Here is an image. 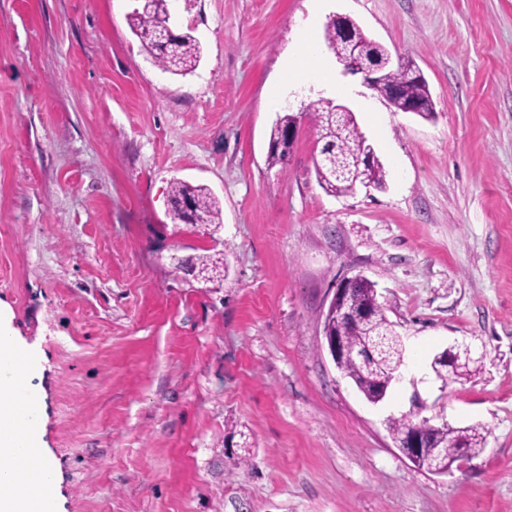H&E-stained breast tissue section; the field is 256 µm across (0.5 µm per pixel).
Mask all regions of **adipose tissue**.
I'll return each instance as SVG.
<instances>
[{"label": "adipose tissue", "mask_w": 512, "mask_h": 512, "mask_svg": "<svg viewBox=\"0 0 512 512\" xmlns=\"http://www.w3.org/2000/svg\"><path fill=\"white\" fill-rule=\"evenodd\" d=\"M325 0H310L299 51L285 67L301 79L320 77V50L310 32L324 9ZM22 359L25 375H33L37 360L30 347L19 340L7 311L0 310V512H54L56 472L43 447L40 419L42 404L28 398L24 409L28 422L20 424L5 401L14 393L15 359Z\"/></svg>", "instance_id": "obj_1"}]
</instances>
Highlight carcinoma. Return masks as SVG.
Here are the masks:
<instances>
[{"instance_id":"carcinoma-1","label":"carcinoma","mask_w":512,"mask_h":512,"mask_svg":"<svg viewBox=\"0 0 512 512\" xmlns=\"http://www.w3.org/2000/svg\"><path fill=\"white\" fill-rule=\"evenodd\" d=\"M129 26L143 49L166 72L186 75L193 71L201 59L202 49L198 40L188 31L178 33V38L167 43L159 39L164 25L170 23L168 0H143L128 16ZM365 54L384 65L382 81L373 86L382 97L398 110L410 102L416 104L417 115L430 119L434 104L426 79L405 62L394 68L391 54L380 44L360 35ZM320 128L322 147L315 160V170L322 188L334 196L346 195L363 183L384 184L385 172L378 157L367 158L369 145L351 112H340L337 104L320 100L314 108ZM297 117L292 113L281 116L272 128L267 162L273 167L285 165L293 146L285 132L296 126ZM169 205L174 218L191 224H214L220 220V208L215 197L203 185L175 181L170 186ZM340 287L350 290L349 303L353 315L336 320L325 317L323 332L328 336L341 335L350 352L341 371L350 378L357 389L371 403L377 391L391 384L399 375L405 362V350L394 324L387 318L385 308L378 300L373 284L365 279H348ZM475 360L470 355L448 363L438 359L434 363L435 378L442 386L460 382L471 373ZM423 406L389 420L388 428L393 440L415 430L422 434L426 448L414 465L431 473H445L448 462L462 451L469 457L482 453L487 445V431L480 426L454 427L438 424L422 415Z\"/></svg>"}]
</instances>
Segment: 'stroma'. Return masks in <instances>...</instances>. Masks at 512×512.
I'll return each instance as SVG.
<instances>
[{"mask_svg": "<svg viewBox=\"0 0 512 512\" xmlns=\"http://www.w3.org/2000/svg\"><path fill=\"white\" fill-rule=\"evenodd\" d=\"M135 0H0V302L42 355L30 380L58 512H512V0H327L422 71L431 119L361 78L343 100L382 187L333 196L309 82L273 106L309 0H171L202 58L164 72ZM296 114L286 167L269 133ZM217 224L173 220L174 180ZM219 255L226 273L187 265ZM362 275L415 363L373 404L323 337ZM468 345L471 379L434 355ZM479 425L443 475L396 448L390 418ZM464 354V360L462 361L460 356L456 363L445 362L440 355L433 357L434 359L440 357L434 363V375L437 380L441 381L442 387L448 386V382H460L473 372L471 365L476 361L470 358L468 351L465 350Z\"/></svg>", "mask_w": 512, "mask_h": 512, "instance_id": "35a3bbf8", "label": "stroma"}]
</instances>
